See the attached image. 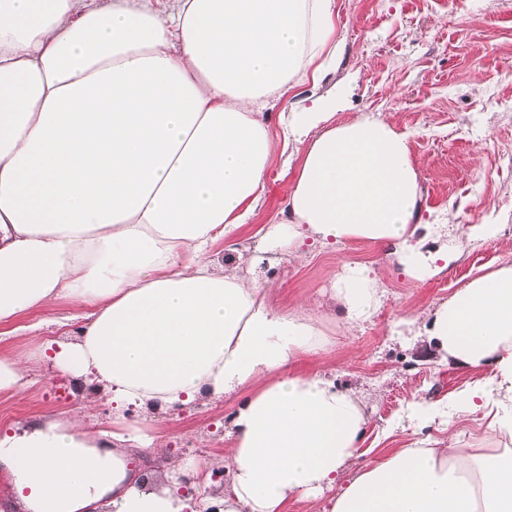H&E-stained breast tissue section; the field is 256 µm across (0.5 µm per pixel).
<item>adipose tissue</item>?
<instances>
[{
    "instance_id": "ef3b65f1",
    "label": "adipose tissue",
    "mask_w": 512,
    "mask_h": 512,
    "mask_svg": "<svg viewBox=\"0 0 512 512\" xmlns=\"http://www.w3.org/2000/svg\"><path fill=\"white\" fill-rule=\"evenodd\" d=\"M334 13V0H0V326L62 299L89 307L47 360L103 384L125 415L118 432L72 417L0 436V466L34 512H288L333 486L331 512H512V448L448 444L443 405L420 399L406 418L438 438L343 480L368 418L334 376L303 368L326 344L318 320L274 305L259 256L229 271L210 257L249 224L284 150L297 165L270 247L393 244L419 281L447 261L419 238L418 173L392 120H338L329 95L270 127L335 61ZM383 295L364 263L333 276L348 327ZM427 340L480 376L453 406L484 408L492 438L512 439V266L438 305ZM234 396L216 461L227 488L192 460L166 461L157 485L129 478L126 455L163 454L138 411Z\"/></svg>"
}]
</instances>
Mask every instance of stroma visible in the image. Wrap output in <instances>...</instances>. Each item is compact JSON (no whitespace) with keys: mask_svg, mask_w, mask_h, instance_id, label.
Listing matches in <instances>:
<instances>
[{"mask_svg":"<svg viewBox=\"0 0 512 512\" xmlns=\"http://www.w3.org/2000/svg\"><path fill=\"white\" fill-rule=\"evenodd\" d=\"M335 69L320 89L306 84L277 109L310 104L319 91L342 88L338 119L382 114L409 134L420 175V209L433 224L448 223L453 253L437 275L407 277L388 248L366 242L336 246L306 243L304 257L268 254L262 277L274 281L281 305L303 303L323 316L334 338L326 352L305 361L310 371L335 373L364 395L369 429L362 461L381 458L412 440L399 418L415 398L447 401L476 379L455 364L438 363L421 341L427 316L471 280L512 266V0H335ZM287 155H275L265 193L248 228L217 242L211 256L228 265L261 245L262 229L282 220L290 189ZM361 262L386 288L371 320L349 329L329 314L331 280L340 264ZM62 302L13 321L0 337V355L25 356L43 343L74 340L83 320ZM81 399L71 376L49 362H30L24 384L0 391V434L20 421L66 418ZM236 401L198 402L154 410L143 425L160 436L170 457L207 463L220 455Z\"/></svg>","mask_w":512,"mask_h":512,"instance_id":"obj_1","label":"stroma"}]
</instances>
